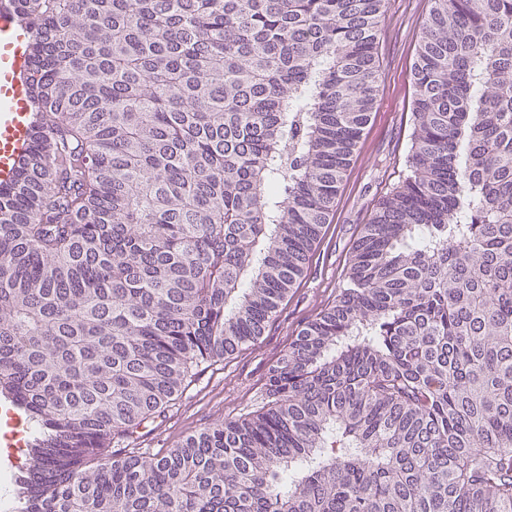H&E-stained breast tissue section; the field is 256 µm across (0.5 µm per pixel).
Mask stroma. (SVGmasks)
Returning a JSON list of instances; mask_svg holds the SVG:
<instances>
[{
    "mask_svg": "<svg viewBox=\"0 0 512 512\" xmlns=\"http://www.w3.org/2000/svg\"><path fill=\"white\" fill-rule=\"evenodd\" d=\"M430 6V0L387 2L378 44L382 78L376 106L299 285L256 344L200 367L165 413L144 429L138 447L170 448L204 428L256 410L265 397L271 362L302 325L335 302L352 244L378 199L397 180L410 147V70Z\"/></svg>",
    "mask_w": 512,
    "mask_h": 512,
    "instance_id": "stroma-1",
    "label": "stroma"
}]
</instances>
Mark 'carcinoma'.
I'll use <instances>...</instances> for the list:
<instances>
[{"mask_svg":"<svg viewBox=\"0 0 512 512\" xmlns=\"http://www.w3.org/2000/svg\"><path fill=\"white\" fill-rule=\"evenodd\" d=\"M42 114L0 184L18 512H512V0H432L403 173L267 399L119 448L255 343L329 223L386 0H0Z\"/></svg>","mask_w":512,"mask_h":512,"instance_id":"obj_1","label":"carcinoma"}]
</instances>
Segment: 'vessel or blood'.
I'll return each mask as SVG.
<instances>
[{
  "instance_id": "b4317fda",
  "label": "vessel or blood",
  "mask_w": 512,
  "mask_h": 512,
  "mask_svg": "<svg viewBox=\"0 0 512 512\" xmlns=\"http://www.w3.org/2000/svg\"><path fill=\"white\" fill-rule=\"evenodd\" d=\"M6 50L0 54V184L10 183L15 167L30 145L33 114L27 81L28 59L24 37L7 10H0V41Z\"/></svg>"
}]
</instances>
